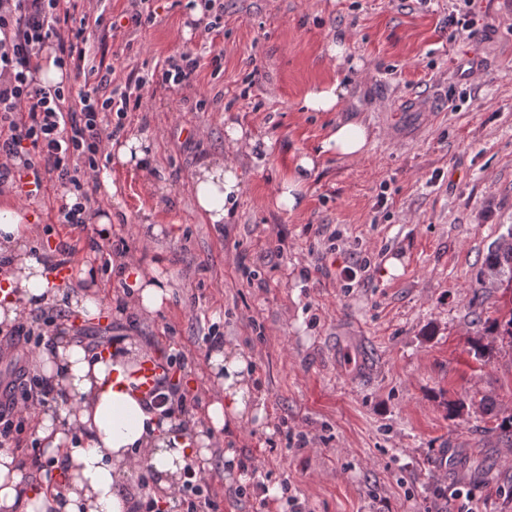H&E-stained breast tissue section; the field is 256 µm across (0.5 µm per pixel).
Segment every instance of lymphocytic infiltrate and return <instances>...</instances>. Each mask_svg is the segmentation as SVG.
I'll use <instances>...</instances> for the list:
<instances>
[{
  "label": "lymphocytic infiltrate",
  "mask_w": 512,
  "mask_h": 512,
  "mask_svg": "<svg viewBox=\"0 0 512 512\" xmlns=\"http://www.w3.org/2000/svg\"><path fill=\"white\" fill-rule=\"evenodd\" d=\"M75 0H0V184L33 174L35 185L57 179L73 186L80 203H61L62 223L85 225L92 218L82 203L99 187L101 159L112 133L103 123L108 113L124 114L146 77L129 76L113 86L110 66L88 65L82 30L76 29ZM53 47L57 67L87 74L79 94L64 84L42 86L35 75L42 67L45 47ZM11 362L13 381L0 391V447L14 444V423L30 420L45 405L51 391L29 374L32 329L17 327ZM175 502H188L187 512H218L206 472L190 471L175 489Z\"/></svg>",
  "instance_id": "obj_1"
}]
</instances>
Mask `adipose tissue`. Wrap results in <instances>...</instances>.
Masks as SVG:
<instances>
[{
	"label": "adipose tissue",
	"mask_w": 512,
	"mask_h": 512,
	"mask_svg": "<svg viewBox=\"0 0 512 512\" xmlns=\"http://www.w3.org/2000/svg\"><path fill=\"white\" fill-rule=\"evenodd\" d=\"M366 124L337 122L323 141L322 152L355 159L367 149ZM151 140L147 133L128 134L112 151L115 161L138 168L152 190ZM316 168L313 156L300 154L277 190L276 204L294 210L301 203ZM187 189L206 223L225 224L242 192L233 158L198 167ZM33 227L23 211L0 205V326L7 328L30 312L61 307L88 319L101 311L98 288L87 287L90 268L71 279L50 274L44 255L34 254L29 241ZM121 288L114 303L116 317L152 315L171 297V271L165 259L144 268L129 257H117ZM144 352L138 339L113 337L108 352L91 351L83 343L58 336L45 338L32 359L35 375L43 378L54 399L41 407L33 421L35 437L50 466L26 478L19 454L0 448V512H134L142 494L169 498L188 465L206 467L216 433L255 416V386L248 356L228 348L214 350L208 371L219 387L202 397L190 412L161 413L146 406L133 390L134 373ZM150 472L146 486L128 482L132 470Z\"/></svg>",
	"instance_id": "ef3b65f1"
}]
</instances>
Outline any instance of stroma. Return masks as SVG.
<instances>
[{"label": "stroma", "mask_w": 512, "mask_h": 512, "mask_svg": "<svg viewBox=\"0 0 512 512\" xmlns=\"http://www.w3.org/2000/svg\"><path fill=\"white\" fill-rule=\"evenodd\" d=\"M224 29L203 35L188 0H157L152 22L109 26L128 0H83L90 63L130 73L162 71L181 52L200 66L189 84H146L125 132L153 135L154 172L167 194L112 164L125 207L105 239L147 259L142 211L175 235L155 239L176 281L150 318L72 315L63 335L133 336L160 360L206 369L211 325L250 355L265 423L225 432L250 457L244 471L212 452L220 512H256L257 485L271 512H512V465L495 430L512 415V346L475 358L476 311L495 315L512 294L484 275L489 247L512 227V0H475L472 35L454 34L462 0H223ZM346 32L358 67H333L324 49ZM220 66H213L214 55ZM349 85L343 112H306L303 96L334 79ZM373 138L360 159L321 153L338 120ZM269 140L266 159H235L243 190L233 223H204L186 183L223 158L227 123ZM317 168L294 211L276 188L300 154ZM31 201H4L32 218V250L75 246L74 266L97 269L105 294L115 275L91 250L95 225L59 223L66 186L44 184ZM361 264L344 283L343 267ZM481 303H473L474 294ZM495 414L482 411L484 399ZM463 409L449 417L448 405ZM307 434L305 448L291 436ZM289 493H281L282 482Z\"/></svg>", "instance_id": "35a3bbf8"}]
</instances>
